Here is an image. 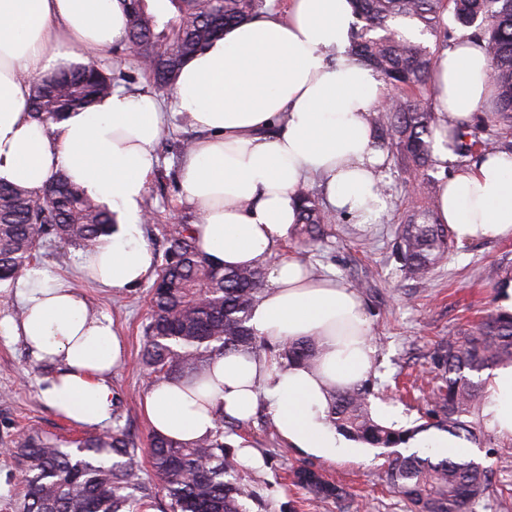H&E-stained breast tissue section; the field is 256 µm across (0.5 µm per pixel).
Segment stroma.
Segmentation results:
<instances>
[{"label": "stroma", "instance_id": "35a3bbf8", "mask_svg": "<svg viewBox=\"0 0 512 512\" xmlns=\"http://www.w3.org/2000/svg\"><path fill=\"white\" fill-rule=\"evenodd\" d=\"M194 131L181 119L170 121L159 145V164L152 174L143 201L152 219L143 234L155 257L167 247V230L192 210L183 201L179 169L182 144ZM379 169L387 193V207L371 217H346L330 212L322 239L303 248L295 238L282 244L317 274H333L361 295L371 321L376 347L375 373L371 375V405L395 408L402 429L425 423L430 405L429 383L441 372L432 360L434 344L448 336L463 335L472 321L498 310V272L512 279V237H494L466 243L451 242L448 253L428 277L406 275L395 254L402 224L425 207L446 182V168H437L434 183L410 184L395 150L385 152ZM38 267L53 278L82 291L93 309L108 313L126 340L124 364L112 374L114 396L129 419L137 447L147 448L151 429L141 412V401L151 377L140 354L148 322L151 282L131 289L98 286L80 273L82 253L49 245L41 249ZM51 369L35 362L22 342L0 334V512H17L21 498L23 466L14 453L21 434L40 432L67 440L90 435V428L55 413L45 402L41 387ZM226 441L232 448L256 449L261 467L244 466L246 485L256 487L263 505L253 512H407L404 499L385 478L394 454L409 455L407 445L398 448L365 446L362 454L321 460L306 456L279 437L269 413L261 411L241 423ZM492 471V484L476 512H512V439L485 430L476 457ZM316 472L322 480L342 487L345 496L316 506L307 490L295 480L297 471Z\"/></svg>", "mask_w": 512, "mask_h": 512}]
</instances>
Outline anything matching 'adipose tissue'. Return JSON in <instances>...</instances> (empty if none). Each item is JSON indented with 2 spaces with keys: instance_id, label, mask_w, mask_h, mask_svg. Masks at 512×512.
I'll list each match as a JSON object with an SVG mask.
<instances>
[{
  "instance_id": "obj_1",
  "label": "adipose tissue",
  "mask_w": 512,
  "mask_h": 512,
  "mask_svg": "<svg viewBox=\"0 0 512 512\" xmlns=\"http://www.w3.org/2000/svg\"><path fill=\"white\" fill-rule=\"evenodd\" d=\"M354 23L351 0H290L287 16L269 11L228 28L187 59L170 104L120 89L46 128L30 116L32 78L107 54L125 38V13L118 0H0V180L36 191L63 169L112 209V233L83 269L117 289L152 276L142 203L176 114L196 133L180 178L203 218L193 227L200 248L227 268L267 269L249 320L256 336L271 346L319 341L312 367L229 352L210 362L202 386L179 376L153 380L142 413L167 437L189 443L212 434L220 416L245 421L263 407L288 446L322 460L357 452L326 407L329 388L355 386L374 368L363 300L335 275L313 274L278 251L296 222L294 191L311 177L335 210L368 216L385 207L373 191L382 151L372 127L384 82L350 58ZM432 88L444 132L469 119L493 95L483 41L466 32L440 50ZM437 205L458 242L512 236V152L459 168ZM15 294L22 316L13 336L55 367L42 389L46 402L78 425L110 422L109 378L124 355L111 318L41 270L19 276ZM484 414L490 429L512 438V366L492 371Z\"/></svg>"
}]
</instances>
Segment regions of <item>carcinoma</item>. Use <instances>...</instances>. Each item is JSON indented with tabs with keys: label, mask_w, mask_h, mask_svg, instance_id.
I'll list each match as a JSON object with an SVG mask.
<instances>
[{
	"label": "carcinoma",
	"mask_w": 512,
	"mask_h": 512,
	"mask_svg": "<svg viewBox=\"0 0 512 512\" xmlns=\"http://www.w3.org/2000/svg\"><path fill=\"white\" fill-rule=\"evenodd\" d=\"M127 18L126 42L133 46L147 75L150 92L169 97L185 59L204 48L224 28L257 15L262 0H167L165 10L155 0H121ZM357 20L350 56L378 73L392 87L407 91L372 121L377 137L395 146L411 172L431 178L435 171L434 134L441 118L416 91L432 79L434 53L405 34L410 26L448 46L453 34L443 24L452 10L454 21L486 42L496 89L491 114L475 113L457 125L449 147L455 165H469L474 153L485 155V135L491 126L512 130V0H352ZM32 113L48 127L70 112L84 109L116 88L112 67L95 59L55 76L32 79ZM297 223L301 244L313 246L327 219L319 201L301 187ZM115 214L87 197L61 171L44 187L31 191L0 183V287L29 267L45 244L84 250L95 248L112 232ZM448 249V235L427 207L401 232L396 254L413 277L425 276ZM260 267L223 269L196 246L191 223L174 225L168 233L161 272L151 288L150 317L145 328L142 359L156 377L199 375L210 361L232 351L255 358L270 353L248 326L250 310L261 292ZM316 341L285 342L280 363H315ZM437 368L446 374L431 391L432 426L471 443L481 428L468 420L482 399L479 384L464 371L480 373L512 365V313L497 311L483 317L462 336H450L434 351ZM364 385L329 389L328 417L347 436L383 448H394L409 436L375 421ZM113 405L112 428L73 441L76 448L38 432L24 434L17 455L24 465L23 512H139L162 492L168 512H248L244 500L254 498L239 478V463L224 442V422L215 432L193 443H182L152 432L147 454L150 481L143 478L141 449L120 425ZM490 470L448 450L422 455H397L389 462L386 481L400 493L410 512H474L487 489ZM301 483L321 500L342 491L315 472H299Z\"/></svg>",
	"instance_id": "cac0c4a2"
}]
</instances>
